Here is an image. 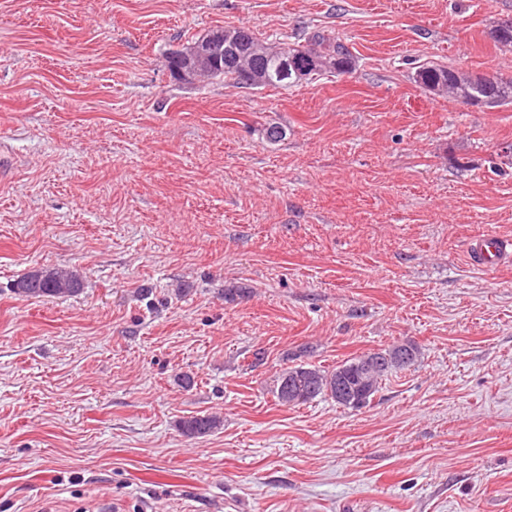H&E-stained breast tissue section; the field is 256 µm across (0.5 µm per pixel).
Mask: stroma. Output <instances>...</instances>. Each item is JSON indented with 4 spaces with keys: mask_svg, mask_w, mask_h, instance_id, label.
<instances>
[{
    "mask_svg": "<svg viewBox=\"0 0 512 512\" xmlns=\"http://www.w3.org/2000/svg\"><path fill=\"white\" fill-rule=\"evenodd\" d=\"M507 20L512 0H0V512H512V268L465 256L512 237V106L413 80L512 75ZM227 27L321 29L356 66L170 76ZM43 267L82 292L16 295ZM400 342L417 363L362 409L271 392ZM461 72L467 78L463 80V88L458 84ZM414 81L429 91L448 93L467 105L487 109L512 105V77L498 72L471 74L456 67L427 62L419 66ZM223 420L213 414L194 415L182 420L179 424L181 434L188 439L205 437L217 431Z\"/></svg>",
    "mask_w": 512,
    "mask_h": 512,
    "instance_id": "stroma-1",
    "label": "stroma"
}]
</instances>
